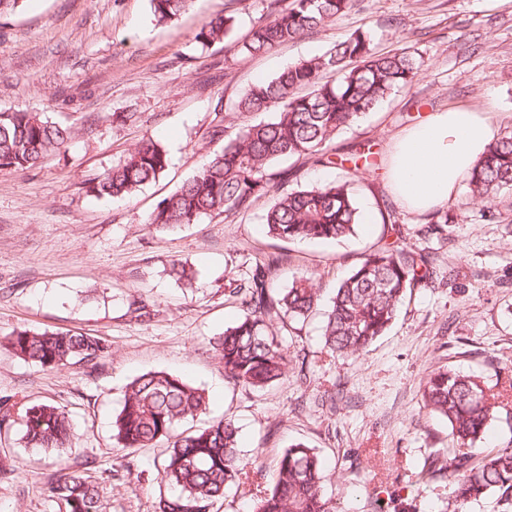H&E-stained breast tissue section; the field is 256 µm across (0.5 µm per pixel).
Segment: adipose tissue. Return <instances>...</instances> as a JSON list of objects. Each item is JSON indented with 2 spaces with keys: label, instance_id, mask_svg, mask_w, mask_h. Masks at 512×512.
Returning a JSON list of instances; mask_svg holds the SVG:
<instances>
[{
  "label": "adipose tissue",
  "instance_id": "adipose-tissue-1",
  "mask_svg": "<svg viewBox=\"0 0 512 512\" xmlns=\"http://www.w3.org/2000/svg\"><path fill=\"white\" fill-rule=\"evenodd\" d=\"M494 139L485 113L466 107L432 113L395 138L386 183L406 210L430 211L455 198L461 181Z\"/></svg>",
  "mask_w": 512,
  "mask_h": 512
}]
</instances>
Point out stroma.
<instances>
[{"label":"stroma","mask_w":512,"mask_h":512,"mask_svg":"<svg viewBox=\"0 0 512 512\" xmlns=\"http://www.w3.org/2000/svg\"><path fill=\"white\" fill-rule=\"evenodd\" d=\"M267 3L190 0L165 25L149 0H25L0 16V110L40 112L74 129L38 165L0 168V397L17 414L38 401L69 411L66 461L103 483L107 512H155L159 449H142L128 470L112 439L127 384L149 371L185 378L207 396V418L235 421L247 470L272 473L284 450L302 443L323 455L324 492L337 512H394L399 501L411 512H443L453 492L447 478L416 480L430 454L451 443L447 422L423 409L422 386L442 368L491 385L512 380V192L489 209L460 184L447 224L432 232L430 213L393 199L384 163L399 133L452 107L492 113L497 136L512 133V0H358L314 34L262 55L239 53L238 37ZM217 15L236 17L235 36L201 46L196 33ZM356 32L375 52L406 48L425 61L411 85L330 145L346 156L370 142L373 166L289 159L280 168L293 186L348 181L374 223L337 241L286 243L266 233L263 199L231 222L146 227L157 203L221 148L208 136L216 114L235 136L244 122L234 104L249 85ZM116 112L135 119L113 121ZM150 140L169 155L156 182L123 199L91 193L95 178ZM388 246L428 254L436 274L407 295L366 351L332 354L318 315L282 331L291 363L279 383L256 391L225 378L212 343L242 315L232 290L256 262L278 257L281 288L311 275L326 303L364 257ZM175 261L192 269V280L172 274ZM134 299L153 310L151 321L131 320ZM21 326L91 333L109 352L94 366L45 370L6 347ZM21 436L17 428L0 434V458L15 469L0 481V512H58L44 495L55 469Z\"/></svg>","instance_id":"35a3bbf8"}]
</instances>
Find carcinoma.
<instances>
[{
	"mask_svg": "<svg viewBox=\"0 0 512 512\" xmlns=\"http://www.w3.org/2000/svg\"><path fill=\"white\" fill-rule=\"evenodd\" d=\"M189 0H150L154 20L166 23L179 16ZM355 0H270L241 43L244 55H261L326 22L343 16ZM235 17L217 16L195 35L206 47L224 41ZM423 61L406 49L377 54L361 35L303 58L273 79H259L240 96L236 112L248 117L272 112L268 121L251 122L224 147L212 153L197 175L164 197L148 215L146 226L160 230L194 224L205 216L228 220L269 197L264 215L267 232L288 242L339 240L360 224V207L346 181L288 188L274 163L305 157L334 168L370 163V149L360 148L335 159L329 145L336 133L372 110L397 88L410 84ZM71 138L70 127L50 122L37 112L0 111V167L24 170L58 151ZM167 151L157 142L137 145L122 163L96 178L91 191L99 197L125 198L162 174ZM472 198L492 209L498 196L512 190V133L490 146L468 175ZM279 259L256 265L247 282L233 289L244 308L243 318L224 330L212 345L234 384L263 389L288 373V354L274 319L304 321L320 301L311 277L293 280L287 291L272 288ZM430 257L387 247L365 257L335 289L325 312L322 336L330 351L348 356L365 351L395 320L411 286L433 279ZM18 358L42 368L71 363L93 364L108 346L97 336L68 331L19 328L7 339ZM423 407L448 422L452 448L431 456L421 479L448 475L457 495L448 512H466L468 504L488 494L512 512V443L480 453L472 446L488 426L512 420V384L496 389L481 377L455 370L435 371L422 392ZM207 409L199 388L165 371H149L126 387L124 403L112 421L115 447L130 459L143 448L166 442L158 464L159 485L177 494L158 497V512H209L226 490L249 482L240 463L238 427L230 418L212 420L194 432L183 422ZM19 426L25 447L54 458L56 477L47 497L60 512H104L101 483L85 471L67 466L65 456L73 433L70 413L61 407L34 403L16 416L8 400L0 401V431ZM327 474L313 449L298 443L280 457L269 479V492L255 512H335L324 494Z\"/></svg>",
	"mask_w": 512,
	"mask_h": 512,
	"instance_id": "1",
	"label": "carcinoma"
}]
</instances>
